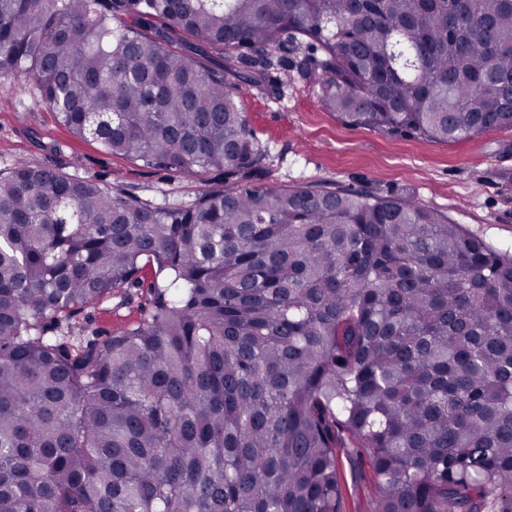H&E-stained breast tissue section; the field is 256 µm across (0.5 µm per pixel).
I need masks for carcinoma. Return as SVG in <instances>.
Wrapping results in <instances>:
<instances>
[{
    "mask_svg": "<svg viewBox=\"0 0 512 512\" xmlns=\"http://www.w3.org/2000/svg\"><path fill=\"white\" fill-rule=\"evenodd\" d=\"M343 122L512 129V0H0V86L191 204L0 169V512H512V253L406 198L261 188L238 91L288 51ZM152 266L149 310L71 320ZM340 467L345 484L344 512H371L376 486L368 459L341 454Z\"/></svg>",
    "mask_w": 512,
    "mask_h": 512,
    "instance_id": "carcinoma-1",
    "label": "carcinoma"
}]
</instances>
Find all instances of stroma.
Masks as SVG:
<instances>
[{
	"label": "stroma",
	"instance_id": "obj_1",
	"mask_svg": "<svg viewBox=\"0 0 512 512\" xmlns=\"http://www.w3.org/2000/svg\"><path fill=\"white\" fill-rule=\"evenodd\" d=\"M274 99L244 85L240 103L256 137L270 149L263 187L319 185L412 199L445 213L495 249L512 250V130L438 143L353 127L327 111L311 78L292 68L280 73ZM94 175L155 203H192L217 174L189 177L153 168L77 138L41 102L27 81L0 87V168L14 163ZM125 305L107 302L80 321L85 335L105 337L145 315L153 270ZM345 512H372L375 480L368 460L340 458Z\"/></svg>",
	"mask_w": 512,
	"mask_h": 512
}]
</instances>
